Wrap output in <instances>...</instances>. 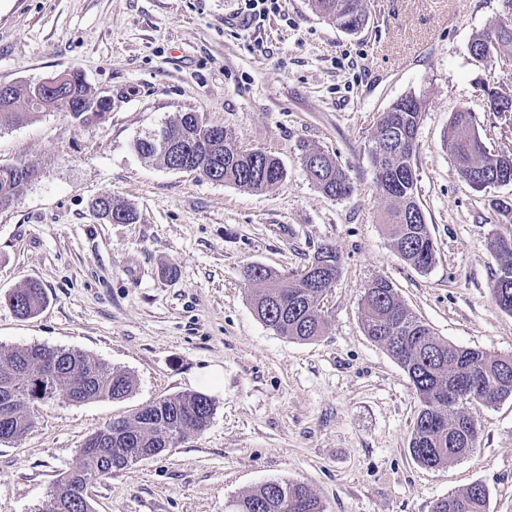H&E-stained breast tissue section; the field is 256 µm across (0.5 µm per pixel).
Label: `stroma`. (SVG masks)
<instances>
[{
  "label": "stroma",
  "instance_id": "obj_1",
  "mask_svg": "<svg viewBox=\"0 0 512 512\" xmlns=\"http://www.w3.org/2000/svg\"><path fill=\"white\" fill-rule=\"evenodd\" d=\"M278 4L257 27L242 0H0V84L77 70L111 103L90 123L56 111L0 126V166L37 172L0 208V346L75 349L136 380L121 400L31 404L33 429L0 444V512H40L93 432L187 392L215 401L207 428L94 481V512H232L275 480L305 483L325 512H431L479 482L488 512H512V397L464 403L476 447L422 467L409 449L420 401L361 320L365 289L384 277L435 336L512 355V314L490 294L493 244L512 239V215L492 202L512 200V184L474 190L446 148L465 108L488 150L512 151V112L489 111L483 92L512 93V65L468 52L505 0H367L355 35L310 0ZM411 94L428 101L416 171L437 253L423 272L391 246L369 152L381 112ZM179 112L277 156L281 186L254 192L141 158L135 141ZM306 147L338 160L351 196L314 186ZM107 196L138 221L99 216ZM326 244L342 257L326 329L284 338L256 317L244 269L292 274ZM30 281L46 305L22 319L4 297Z\"/></svg>",
  "mask_w": 512,
  "mask_h": 512
}]
</instances>
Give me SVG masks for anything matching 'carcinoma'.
<instances>
[{"mask_svg":"<svg viewBox=\"0 0 512 512\" xmlns=\"http://www.w3.org/2000/svg\"><path fill=\"white\" fill-rule=\"evenodd\" d=\"M314 10L336 28L348 33L360 32L368 23L366 0H312ZM470 57L479 65L512 61V16L500 18L476 33ZM41 104L28 97L24 84L12 88V110L0 109V123L31 121L43 112L62 111L81 123L101 117L86 110L98 100L82 77L73 70ZM487 107L498 112L512 108V94L486 90ZM427 102L414 95L405 96L385 112L371 135V154L376 184L390 202L385 226L391 246L401 260L425 271L435 261L436 244L426 221L412 212V199L418 186L408 179L416 168V141L410 138L419 129ZM197 123L193 113L181 112L166 126L169 135L192 146L190 152L176 155L162 148L150 133L134 143L144 159L156 160L176 170L191 164L214 182L267 192L277 189L286 177L282 162L275 156L238 151L236 140L228 132L213 139L209 126ZM448 153L456 170L472 188L490 187L481 181L492 172L500 182H512V152L493 153L484 146L472 113L453 114L448 137ZM302 165L312 183L336 200L348 197L353 186L348 173L337 159L316 148L306 149ZM36 177L35 169L25 165L0 167V207L10 204L19 187ZM102 214L119 222L136 219L130 207L102 199L95 203ZM498 270L491 285V296L504 312L512 314V251H496ZM327 280H337L341 256L332 245H324L312 262L300 272L283 276L261 265H250L245 279L260 285L252 307L258 319L275 333L297 341H309L321 335L325 319L321 301L309 287L308 271ZM13 311L28 317L45 303V294L37 282H29L7 296ZM363 329L368 338L383 344L407 373L421 403L410 441L412 457L423 467L438 468L466 455L479 437L472 420L459 407L434 406L438 394L451 385L463 383L468 368L477 374L469 393L478 394L488 404L512 397V356H492L476 349L460 348L435 336L430 327L413 316L400 301L391 281L380 277L376 287H368L362 299ZM131 373L114 370L79 351L33 345L25 348L0 346V442L14 443L33 427L29 411L32 402H44L59 395L81 404L101 399L120 400L133 391ZM213 399L200 392L164 397L137 409L119 421L121 432L92 434L76 463L68 471L69 483L60 486L42 512H93L87 495L88 484L137 461L129 450L137 448L143 457L156 456L174 447L191 433L203 431L215 414ZM488 493L477 484L461 493L438 500L433 512H486ZM236 512H324L320 500L307 485L298 481H269L245 495L235 504Z\"/></svg>","mask_w":512,"mask_h":512,"instance_id":"obj_1","label":"carcinoma"}]
</instances>
